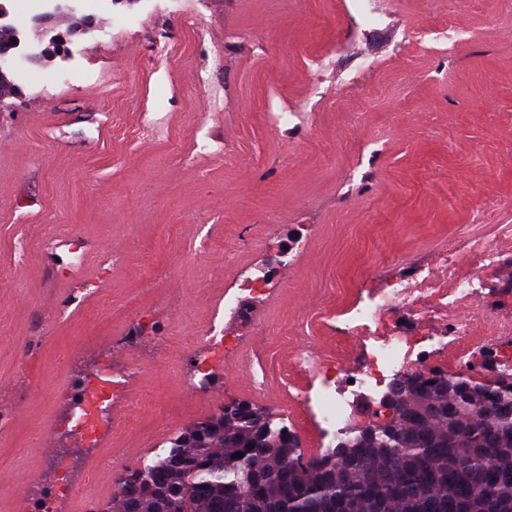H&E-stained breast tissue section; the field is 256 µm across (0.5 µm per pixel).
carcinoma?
<instances>
[{
	"label": "carcinoma",
	"mask_w": 512,
	"mask_h": 512,
	"mask_svg": "<svg viewBox=\"0 0 512 512\" xmlns=\"http://www.w3.org/2000/svg\"><path fill=\"white\" fill-rule=\"evenodd\" d=\"M488 370L398 382L384 425L307 460L269 413L226 404L93 512H448L450 488L465 493L458 512H512V373Z\"/></svg>",
	"instance_id": "carcinoma-1"
}]
</instances>
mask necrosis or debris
Segmentation results:
<instances>
[{
    "label": "necrosis or debris",
    "mask_w": 512,
    "mask_h": 512,
    "mask_svg": "<svg viewBox=\"0 0 512 512\" xmlns=\"http://www.w3.org/2000/svg\"><path fill=\"white\" fill-rule=\"evenodd\" d=\"M356 291L345 312L326 314L321 322L336 339L335 352L316 356L308 339H299L280 377L288 392V425L312 429L317 453L353 429L376 423L394 382L474 374L488 361L512 371L511 225H500L492 237L460 226L426 261L402 267L377 287L360 281ZM353 336L360 348L351 359L346 343ZM299 372L315 374V385H296ZM113 384L105 368L96 384L76 389L69 430L96 434Z\"/></svg>",
    "instance_id": "1"
}]
</instances>
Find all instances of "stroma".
<instances>
[{"instance_id":"35a3bbf8","label":"stroma","mask_w":512,"mask_h":512,"mask_svg":"<svg viewBox=\"0 0 512 512\" xmlns=\"http://www.w3.org/2000/svg\"><path fill=\"white\" fill-rule=\"evenodd\" d=\"M344 2L184 0L200 14L189 30L162 0H44L34 14L5 0L23 61L0 109V512H33L63 458L79 491L57 512L112 500L99 458L120 448L142 466L231 402L285 420L286 335L329 354L324 304L349 301L357 277L426 259L458 226L512 224V0H387L364 34ZM444 22L465 34L444 55L402 39ZM277 41L306 60L272 53ZM365 56L379 62L371 91L344 95ZM263 102L300 128L272 125ZM74 244L88 262L71 264ZM257 264L268 297L240 294L225 315L221 289ZM212 321L264 347L265 395L221 358L182 395L184 342ZM104 365L129 379L111 416L134 424L91 441L68 432L56 393Z\"/></svg>"}]
</instances>
